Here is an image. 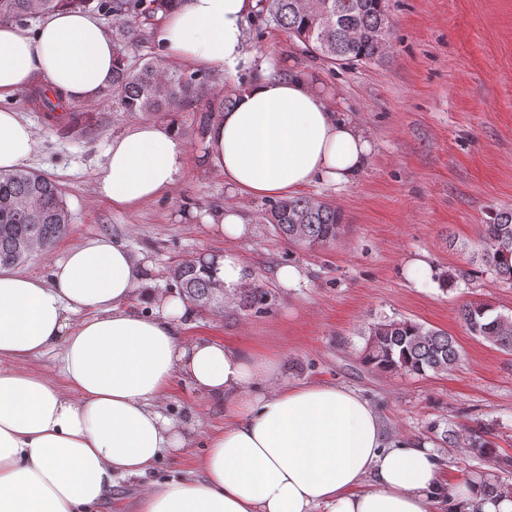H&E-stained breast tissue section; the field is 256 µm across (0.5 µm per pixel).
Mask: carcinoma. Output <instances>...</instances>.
<instances>
[{
    "label": "carcinoma",
    "instance_id": "1",
    "mask_svg": "<svg viewBox=\"0 0 512 512\" xmlns=\"http://www.w3.org/2000/svg\"><path fill=\"white\" fill-rule=\"evenodd\" d=\"M175 0H0V22L47 15L61 6L90 5L112 16V82L105 95L120 112L146 117L195 113L193 132L206 144L216 115L233 106L237 92L215 93L219 74L170 68L149 51L148 35L162 25ZM272 22L299 39L308 50L338 65L385 59L392 25L387 0H259L250 23ZM263 220L291 245L324 247L344 231L345 217L333 204L287 197L270 205ZM71 222L59 185L35 171L0 172V265L16 267L64 236ZM481 261L502 281L512 282V211L498 212L481 225ZM178 295L199 307L219 309L213 262L188 261L171 272ZM270 292L244 288L240 306L258 310ZM460 317L473 336L512 351V317L491 315L482 302H469ZM460 358L455 340L441 330L426 329L410 319H381L368 330L363 362L390 373L424 375L446 372Z\"/></svg>",
    "mask_w": 512,
    "mask_h": 512
}]
</instances>
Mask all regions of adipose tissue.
Masks as SVG:
<instances>
[{
  "label": "adipose tissue",
  "mask_w": 512,
  "mask_h": 512,
  "mask_svg": "<svg viewBox=\"0 0 512 512\" xmlns=\"http://www.w3.org/2000/svg\"><path fill=\"white\" fill-rule=\"evenodd\" d=\"M258 0H177L157 38L192 69L235 71ZM112 35L93 14L59 9L34 32L0 23V170L26 167L36 136L7 101L47 86L72 104L112 80ZM370 145L300 72L245 86L207 135L205 161L249 197L354 180ZM187 164L175 125L113 137L93 193L131 209L171 189ZM230 247L216 277L233 298L251 276L232 242L252 233L237 208L216 217ZM157 306L145 314L135 296ZM188 303L149 288L121 243L70 247L49 277L0 269V512H93L117 480L143 477L185 427L162 410L174 379L224 402L191 477L151 484L139 512H512V492L481 480L442 486L430 446L390 439L374 406L334 381L295 383L278 355L186 339ZM55 352L59 378L23 369Z\"/></svg>",
  "instance_id": "adipose-tissue-1"
}]
</instances>
